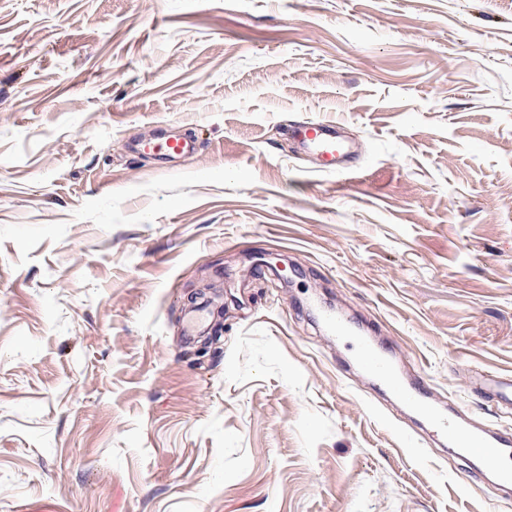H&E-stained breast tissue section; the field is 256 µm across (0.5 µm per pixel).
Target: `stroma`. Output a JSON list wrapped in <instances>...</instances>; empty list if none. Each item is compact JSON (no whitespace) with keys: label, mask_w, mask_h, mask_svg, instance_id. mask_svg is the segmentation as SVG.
Masks as SVG:
<instances>
[{"label":"stroma","mask_w":512,"mask_h":512,"mask_svg":"<svg viewBox=\"0 0 512 512\" xmlns=\"http://www.w3.org/2000/svg\"><path fill=\"white\" fill-rule=\"evenodd\" d=\"M362 339L512 429V0H0V512H512ZM342 132V125L331 120L306 119L288 128L289 137L313 155L319 170L348 176L356 167ZM364 366L375 374L383 383L391 387L401 398L412 402L416 406L423 405L424 390L417 383H403L393 373L390 363L383 356L368 347L360 350ZM505 386L508 390H505ZM474 387L485 393H491L500 403L505 402L509 406L512 405V378L505 383L498 375L480 374L474 382Z\"/></svg>","instance_id":"1"}]
</instances>
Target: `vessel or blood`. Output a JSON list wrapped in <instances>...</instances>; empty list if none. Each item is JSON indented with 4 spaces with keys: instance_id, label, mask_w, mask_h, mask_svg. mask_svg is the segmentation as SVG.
Returning a JSON list of instances; mask_svg holds the SVG:
<instances>
[{
    "instance_id": "1",
    "label": "vessel or blood",
    "mask_w": 512,
    "mask_h": 512,
    "mask_svg": "<svg viewBox=\"0 0 512 512\" xmlns=\"http://www.w3.org/2000/svg\"><path fill=\"white\" fill-rule=\"evenodd\" d=\"M343 128L335 121L306 119L292 124L288 135L310 152L320 170L342 176L354 172L353 157L343 139ZM364 366L383 383L391 387L401 398L422 405L424 390L417 383H403L393 373L390 363L371 348L360 350ZM476 389L492 394L498 401L512 405V378L485 373L475 380ZM429 421L433 432L451 439L466 453H473L497 462V476L507 484H512V434L507 432L488 434L475 433L461 426L456 420L440 413H430Z\"/></svg>"
}]
</instances>
